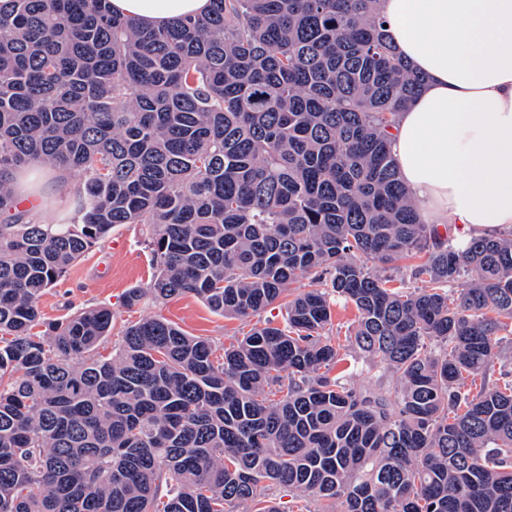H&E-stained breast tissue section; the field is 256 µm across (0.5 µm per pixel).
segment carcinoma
I'll return each mask as SVG.
<instances>
[{
  "mask_svg": "<svg viewBox=\"0 0 512 512\" xmlns=\"http://www.w3.org/2000/svg\"><path fill=\"white\" fill-rule=\"evenodd\" d=\"M422 85L377 0H210L161 27L108 0L0 3V512H279L264 481L343 512H512V381L491 380L512 227L457 246L421 222L389 133ZM35 165L82 176L61 224L17 207ZM120 224L157 266L128 307L258 318L223 361L160 315L110 357L109 309L41 317ZM403 268L422 287L390 286ZM354 349L395 387L332 374ZM355 313L354 308L350 304L345 305L343 301L336 300V304L333 305L330 336H336V332H339V336L344 340V336L349 335L353 320L355 319Z\"/></svg>",
  "mask_w": 512,
  "mask_h": 512,
  "instance_id": "obj_1",
  "label": "carcinoma"
}]
</instances>
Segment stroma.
Returning <instances> with one entry per match:
<instances>
[{"label":"stroma","mask_w":512,"mask_h":512,"mask_svg":"<svg viewBox=\"0 0 512 512\" xmlns=\"http://www.w3.org/2000/svg\"><path fill=\"white\" fill-rule=\"evenodd\" d=\"M153 273L154 265L143 243L140 225L125 224L88 250L64 277L47 288L38 307L49 321L81 309L107 307L112 312V333L103 344L108 354L118 347L128 325L155 314L162 315L190 335L209 338L218 347L253 326V319L224 317L192 295L177 297L161 305L127 307L125 295L128 290L147 287Z\"/></svg>","instance_id":"35a3bbf8"}]
</instances>
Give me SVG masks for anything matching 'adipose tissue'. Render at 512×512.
Returning <instances> with one entry per match:
<instances>
[{"mask_svg": "<svg viewBox=\"0 0 512 512\" xmlns=\"http://www.w3.org/2000/svg\"><path fill=\"white\" fill-rule=\"evenodd\" d=\"M149 25L201 16L209 0H109ZM390 43L424 86L390 141L426 224L465 236L512 226V0H379Z\"/></svg>", "mask_w": 512, "mask_h": 512, "instance_id": "obj_1", "label": "adipose tissue"}]
</instances>
